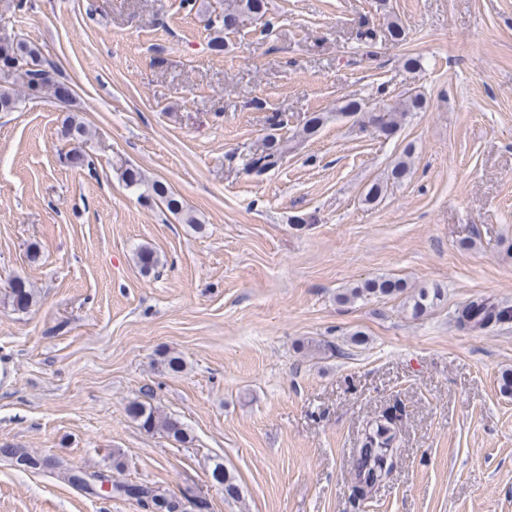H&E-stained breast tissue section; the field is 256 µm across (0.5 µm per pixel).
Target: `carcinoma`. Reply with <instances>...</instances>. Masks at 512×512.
<instances>
[{
	"label": "carcinoma",
	"instance_id": "carcinoma-1",
	"mask_svg": "<svg viewBox=\"0 0 512 512\" xmlns=\"http://www.w3.org/2000/svg\"><path fill=\"white\" fill-rule=\"evenodd\" d=\"M267 11V0H224V12L218 19L217 31H229L239 28L251 19L262 16ZM12 58L13 64L3 76V80L21 88L23 95H18L11 88H0V112H13L26 98L42 96L48 92L57 99H71L69 87L55 79V65L42 57L38 47L22 38H12L3 46L0 44V56ZM424 101L417 95H411L403 100L398 107L383 106L377 110H367L355 99H347L340 107V112L358 117V122L365 129L373 128L388 135L393 134L407 114L422 109ZM324 112H315L306 120L300 133L299 141L303 142L315 136L327 121ZM65 137L84 142L89 136L86 125L77 120L74 115H67L62 122ZM295 149L291 140H279L270 136L268 142L257 153L248 158L245 163L247 172L256 178L266 175L282 162L283 158ZM409 162L402 158L397 161L388 175V179L371 184L365 195V201L378 200L388 188V185L402 182L409 174ZM147 198L163 204L166 209L176 215H183L186 224L197 223V218L190 214L180 196L175 194L163 181L156 180L147 186ZM407 284L401 279L376 278L364 281L362 284L348 289L344 298L349 301L378 295H393L405 293ZM441 298V289L437 286L421 287L407 296V303L412 315L419 317L432 308ZM8 303L18 311H25L36 303V291L24 280H16L6 294ZM512 321V305L492 301L488 298L470 300L456 315V326L465 331L478 332L492 325L506 324ZM127 413L148 432H159L177 443L188 441L189 435L183 424L176 418L161 414L149 402L133 401L127 406ZM396 434L392 419L382 417L374 422L365 440L358 450L356 459L357 476L364 486H371L392 471L394 458V442ZM0 459L12 466L23 470H40L44 461L24 448L11 445L0 446ZM66 483L85 492L91 491L89 484L83 479V474L75 469L58 464ZM211 476L214 482L224 488L225 493L234 497L238 487L233 478L224 470V465H214ZM113 488L129 499L135 500L150 512H185L182 499L193 497L190 488L185 489L183 498L169 496L159 490L137 483L122 482L113 484Z\"/></svg>",
	"mask_w": 512,
	"mask_h": 512
}]
</instances>
